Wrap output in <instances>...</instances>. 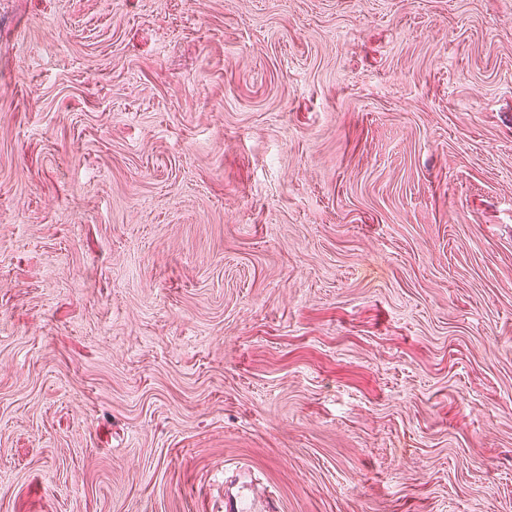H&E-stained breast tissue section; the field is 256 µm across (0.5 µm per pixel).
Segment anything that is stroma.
Listing matches in <instances>:
<instances>
[{"mask_svg": "<svg viewBox=\"0 0 512 512\" xmlns=\"http://www.w3.org/2000/svg\"><path fill=\"white\" fill-rule=\"evenodd\" d=\"M512 512V0H0V512Z\"/></svg>", "mask_w": 512, "mask_h": 512, "instance_id": "stroma-1", "label": "stroma"}]
</instances>
